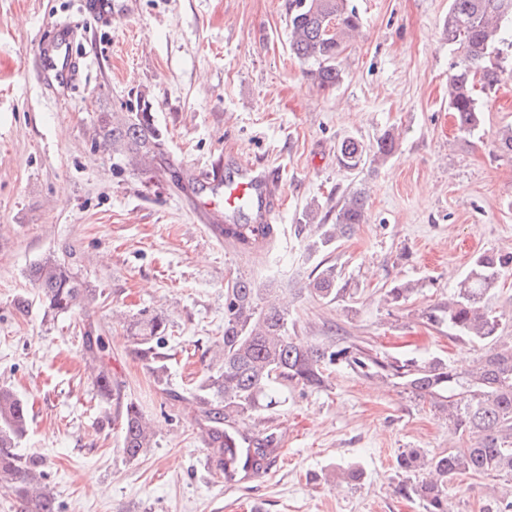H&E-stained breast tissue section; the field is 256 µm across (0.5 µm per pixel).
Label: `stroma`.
Returning a JSON list of instances; mask_svg holds the SVG:
<instances>
[{
  "label": "stroma",
  "mask_w": 512,
  "mask_h": 512,
  "mask_svg": "<svg viewBox=\"0 0 512 512\" xmlns=\"http://www.w3.org/2000/svg\"><path fill=\"white\" fill-rule=\"evenodd\" d=\"M86 0H0V385L27 402L21 455L44 461L61 512H424L398 495L396 459L433 456L465 441L445 413L397 379L330 367L326 388L288 389L286 401L246 420L280 447L258 477L216 479L197 425L194 393L216 373L224 290L243 277L288 302L290 335L320 345L363 343L381 355L439 356L460 372L481 353L423 316L447 302L473 253L512 251V157L495 147L512 124V81L481 95L482 128L458 132L448 76L458 57L443 34L450 0H349L361 33L342 54L343 82L321 90L288 50V0H115L111 23ZM82 29L81 78L48 85L34 52L54 23ZM150 112L164 141L157 176L112 163L101 113ZM399 136L387 162L344 170L337 146ZM249 165L276 169L281 232L265 251L225 239L223 211L200 220L211 173L236 179ZM366 221L322 256L305 246L308 204L333 221L353 192ZM73 263L96 299L83 311H48L30 268ZM340 271L344 299L312 298L319 259ZM409 281L402 304L389 288ZM166 322L167 375L134 352L133 321ZM105 336L114 396L85 365V334ZM155 420L139 459L121 452L118 399ZM355 465L359 484L337 478ZM497 477L450 482L452 512H496Z\"/></svg>",
  "instance_id": "35a3bbf8"
}]
</instances>
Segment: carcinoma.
I'll return each instance as SVG.
<instances>
[{"label":"carcinoma","instance_id":"obj_1","mask_svg":"<svg viewBox=\"0 0 512 512\" xmlns=\"http://www.w3.org/2000/svg\"><path fill=\"white\" fill-rule=\"evenodd\" d=\"M361 21L348 0H289L288 46L294 57L308 66L307 75L323 90L343 80L340 57L347 39ZM448 44L459 62L448 78V109L457 130L475 135L481 125L482 105L476 88L490 93L512 80L508 53L512 51V0H450L444 20ZM99 130L112 144L116 165L143 164L163 154V138L145 111L104 113ZM398 149L388 132L372 147L354 137L338 145L342 167L353 171L369 162L385 161ZM367 198L356 191L336 206L334 223L315 225L306 245L310 255L326 251L341 237L365 222ZM278 236L276 224H226L224 237L245 250L268 247ZM512 271V252L474 255L466 277L443 306L424 316L434 326H448L458 336L480 344L483 352L466 373L455 371L440 357L418 360L378 356L360 345L335 342L309 345L288 334V311L262 303L264 289L238 278L224 290L223 360L195 394L201 408L199 426L210 438L224 476L257 471L278 448L275 433L253 438L239 424L259 410L279 404L282 388L318 390L328 382V368L337 363L369 377H396L419 399L448 413L454 433L467 437L463 448H450L432 457L417 448L402 451L397 460L403 480L396 491L422 502L425 512H451L448 480L457 475L507 477L512 481V341L499 335V319L486 297L499 279ZM30 278L41 290L47 309L55 314L82 308L95 298L93 290L70 265L47 258L30 269ZM309 292L327 302L345 296L346 284L336 266L323 261L310 273ZM411 282H400L387 291L392 303L408 299ZM165 331L159 316L143 318L131 332L135 353L156 373L161 364ZM85 356L99 391L112 395V375L104 368L109 356L103 337L84 336ZM124 457L136 460L152 447L154 428L140 406L127 401L119 407ZM28 432V408L10 386H0V491L18 504L20 512H59L47 489L41 463L19 454L17 444Z\"/></svg>","mask_w":512,"mask_h":512}]
</instances>
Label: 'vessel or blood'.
Masks as SVG:
<instances>
[{
    "label": "vessel or blood",
    "instance_id": "vessel-or-blood-1",
    "mask_svg": "<svg viewBox=\"0 0 512 512\" xmlns=\"http://www.w3.org/2000/svg\"><path fill=\"white\" fill-rule=\"evenodd\" d=\"M53 40L39 42L36 58L44 77L54 79L59 85L73 84L79 77L81 63L74 51L77 40L75 25L58 22L54 25ZM278 177L272 170L248 167L240 178L224 184V210L237 212L241 201H249L250 211L256 220L266 223L278 204L275 189Z\"/></svg>",
    "mask_w": 512,
    "mask_h": 512
}]
</instances>
